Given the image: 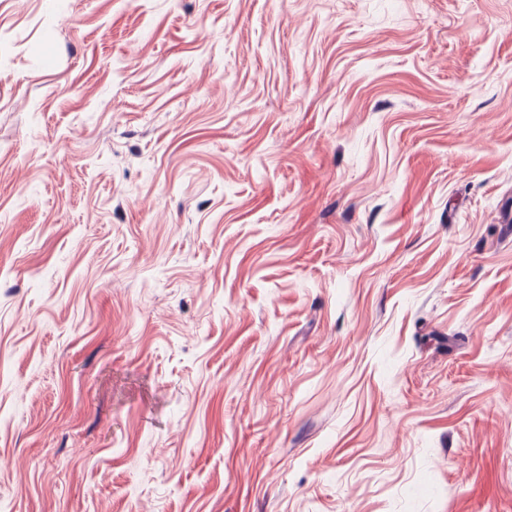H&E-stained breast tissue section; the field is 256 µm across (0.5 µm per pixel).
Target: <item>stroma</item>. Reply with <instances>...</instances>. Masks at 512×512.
I'll return each mask as SVG.
<instances>
[{"mask_svg": "<svg viewBox=\"0 0 512 512\" xmlns=\"http://www.w3.org/2000/svg\"><path fill=\"white\" fill-rule=\"evenodd\" d=\"M512 0H0L5 512H512Z\"/></svg>", "mask_w": 512, "mask_h": 512, "instance_id": "stroma-1", "label": "stroma"}]
</instances>
